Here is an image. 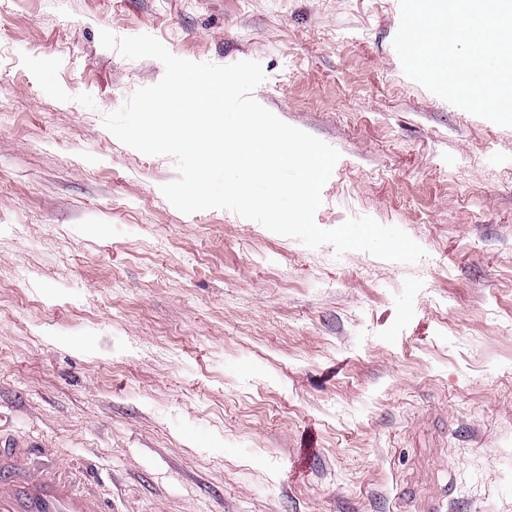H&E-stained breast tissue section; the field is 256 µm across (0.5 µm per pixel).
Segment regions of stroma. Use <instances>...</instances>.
I'll return each mask as SVG.
<instances>
[{
	"mask_svg": "<svg viewBox=\"0 0 512 512\" xmlns=\"http://www.w3.org/2000/svg\"><path fill=\"white\" fill-rule=\"evenodd\" d=\"M399 0H0V437L113 512H512V127L408 78ZM259 62L252 92L339 153L310 249L162 194L102 123L163 64Z\"/></svg>",
	"mask_w": 512,
	"mask_h": 512,
	"instance_id": "35a3bbf8",
	"label": "stroma"
}]
</instances>
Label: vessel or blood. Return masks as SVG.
I'll list each match as a JSON object with an SVG mask.
<instances>
[{"mask_svg": "<svg viewBox=\"0 0 512 512\" xmlns=\"http://www.w3.org/2000/svg\"><path fill=\"white\" fill-rule=\"evenodd\" d=\"M41 448H0V512H104L103 502L55 466H42Z\"/></svg>", "mask_w": 512, "mask_h": 512, "instance_id": "1", "label": "vessel or blood"}]
</instances>
